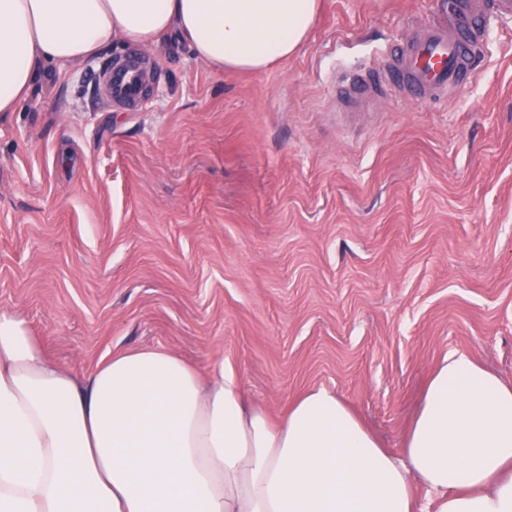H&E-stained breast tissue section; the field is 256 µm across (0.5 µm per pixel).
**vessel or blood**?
<instances>
[{"mask_svg":"<svg viewBox=\"0 0 512 512\" xmlns=\"http://www.w3.org/2000/svg\"><path fill=\"white\" fill-rule=\"evenodd\" d=\"M512 18V0H437L428 20L371 68L343 77L341 92L354 106L395 91L410 100L441 99L481 76L487 37L494 23ZM141 69L130 62L121 81L111 65L97 75L100 95L114 105L138 106Z\"/></svg>","mask_w":512,"mask_h":512,"instance_id":"vessel-or-blood-1","label":"vessel or blood"}]
</instances>
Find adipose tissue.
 <instances>
[{"instance_id": "obj_1", "label": "adipose tissue", "mask_w": 512, "mask_h": 512, "mask_svg": "<svg viewBox=\"0 0 512 512\" xmlns=\"http://www.w3.org/2000/svg\"><path fill=\"white\" fill-rule=\"evenodd\" d=\"M318 10L319 0H0V112L18 111L47 69L116 37L150 46L173 34L220 71L261 72L301 48ZM0 512H512V386L449 353L397 455L327 389L274 424L223 361L205 379L146 347L80 378L24 318L0 312Z\"/></svg>"}]
</instances>
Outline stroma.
<instances>
[{"label":"stroma","instance_id":"1","mask_svg":"<svg viewBox=\"0 0 512 512\" xmlns=\"http://www.w3.org/2000/svg\"><path fill=\"white\" fill-rule=\"evenodd\" d=\"M320 2L267 71L117 40L1 113L0 311L78 375L143 347L223 359L275 422L327 388L397 454L448 352L512 384V22L451 98L342 112L337 74L435 0ZM135 51L153 94L99 102L95 72Z\"/></svg>","mask_w":512,"mask_h":512}]
</instances>
